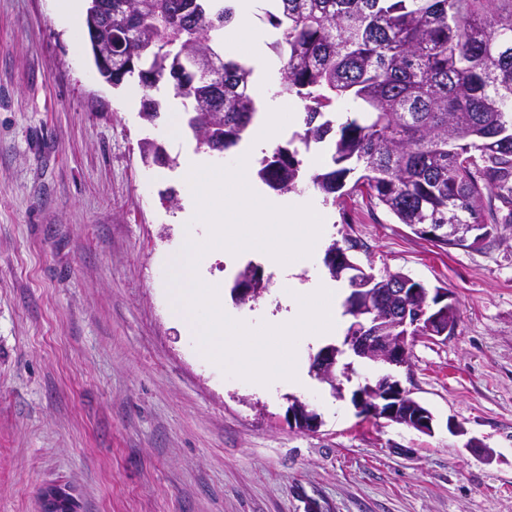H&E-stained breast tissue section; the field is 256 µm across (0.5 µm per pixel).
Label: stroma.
<instances>
[{
  "label": "stroma",
  "instance_id": "35a3bbf8",
  "mask_svg": "<svg viewBox=\"0 0 512 512\" xmlns=\"http://www.w3.org/2000/svg\"><path fill=\"white\" fill-rule=\"evenodd\" d=\"M127 94L56 0H0V512H45L53 488L75 512H512V223L444 246L361 195L306 190L355 263L447 289L458 322L417 338L410 369L356 357L341 395L314 383L302 400L321 424L294 429L291 390L236 383L175 313L172 265L206 227L162 196L196 141L146 125ZM146 137L173 166L144 163ZM250 264L277 281L249 254L202 256L197 273L258 323L281 304L273 287L236 300ZM386 372L432 434L358 415L353 391Z\"/></svg>",
  "mask_w": 512,
  "mask_h": 512
}]
</instances>
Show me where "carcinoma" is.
<instances>
[{"label":"carcinoma","instance_id":"cac0c4a2","mask_svg":"<svg viewBox=\"0 0 512 512\" xmlns=\"http://www.w3.org/2000/svg\"><path fill=\"white\" fill-rule=\"evenodd\" d=\"M112 26L86 11L89 40L112 49V87L136 82L153 124L155 97L170 85L186 120L201 129L224 121V148L238 143L257 113L254 69L223 59L220 70L186 48L224 55L234 8L198 0H98ZM282 92L304 103L301 143L333 132L336 99L362 105V117L335 133L331 169L310 176L329 196L351 174V190L401 224H482L512 216V0H275ZM193 125V126H195ZM188 126V129H193ZM298 150L278 147L258 176L279 193L305 181Z\"/></svg>","mask_w":512,"mask_h":512}]
</instances>
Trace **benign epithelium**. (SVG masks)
I'll return each mask as SVG.
<instances>
[{"label":"benign epithelium","mask_w":512,"mask_h":512,"mask_svg":"<svg viewBox=\"0 0 512 512\" xmlns=\"http://www.w3.org/2000/svg\"><path fill=\"white\" fill-rule=\"evenodd\" d=\"M415 229L435 242L474 247L482 239L478 224H417ZM262 287L263 278L257 268L248 266L236 277L234 291L246 303L256 299ZM446 299L447 291L443 288H402L395 282L385 288H358L354 296L355 323L345 344L358 357L408 370L416 331H424L426 338L432 340L454 332L456 308ZM338 354L336 347L328 346L312 363L317 379L333 388ZM353 403L360 416L384 418L422 433L433 430L430 410L388 374L374 384L360 386L354 392ZM288 423L302 431H314L321 420L310 405L294 400L288 407Z\"/></svg>","instance_id":"benign-epithelium-1"}]
</instances>
